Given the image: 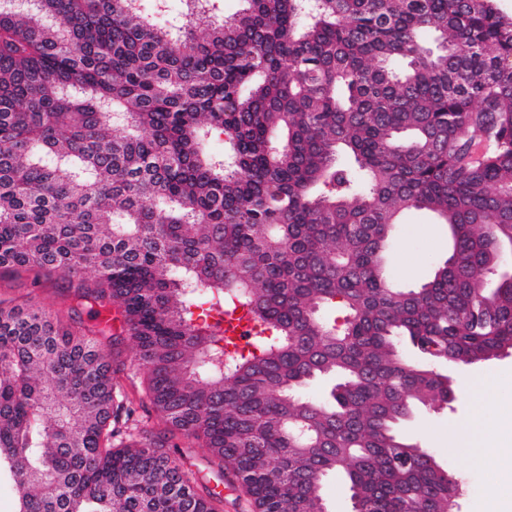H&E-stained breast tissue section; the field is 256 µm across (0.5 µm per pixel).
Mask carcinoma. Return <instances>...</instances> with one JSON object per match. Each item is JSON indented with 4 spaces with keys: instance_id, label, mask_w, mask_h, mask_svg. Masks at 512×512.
Here are the masks:
<instances>
[{
    "instance_id": "obj_1",
    "label": "carcinoma",
    "mask_w": 512,
    "mask_h": 512,
    "mask_svg": "<svg viewBox=\"0 0 512 512\" xmlns=\"http://www.w3.org/2000/svg\"><path fill=\"white\" fill-rule=\"evenodd\" d=\"M242 2L168 21L152 0H0V271L62 296L0 294L16 512H224L165 451L178 436L252 512H323L330 473L360 512H458V480L397 426L454 401L446 367L512 351V14ZM410 211L451 247L402 288L385 252ZM114 306L119 331L95 321ZM239 306L246 354L224 334ZM320 376L329 399H303ZM146 402L161 440L129 427ZM122 359L126 366L124 373L120 374V383L129 397L138 402V400L143 397L144 373L143 370L138 367V362L135 358V350L132 348L131 342H128Z\"/></svg>"
}]
</instances>
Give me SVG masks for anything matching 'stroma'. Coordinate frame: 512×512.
<instances>
[{
	"label": "stroma",
	"mask_w": 512,
	"mask_h": 512,
	"mask_svg": "<svg viewBox=\"0 0 512 512\" xmlns=\"http://www.w3.org/2000/svg\"><path fill=\"white\" fill-rule=\"evenodd\" d=\"M447 255L446 228L433 223L428 214L414 211L395 227L386 253L387 273L398 285L417 286L431 278L436 265ZM449 375L456 388L455 400L448 407L416 413L400 424L399 431L420 447L434 451L454 473L462 487L459 512H495L497 504L490 496L487 461L449 447L448 436L480 410L485 415V427L494 431V441L506 442V435L496 426L501 416L512 415V354L453 369ZM170 454L191 465L196 490L221 489L224 512H251L246 490L234 476H226L221 483L204 476L206 448H174Z\"/></svg>",
	"instance_id": "obj_1"
}]
</instances>
